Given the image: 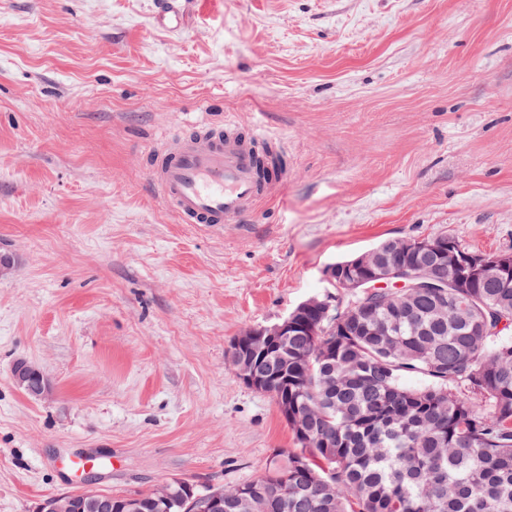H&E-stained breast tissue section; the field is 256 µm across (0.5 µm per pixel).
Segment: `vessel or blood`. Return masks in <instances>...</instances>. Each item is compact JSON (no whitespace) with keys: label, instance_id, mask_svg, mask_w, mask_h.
<instances>
[{"label":"vessel or blood","instance_id":"vessel-or-blood-1","mask_svg":"<svg viewBox=\"0 0 512 512\" xmlns=\"http://www.w3.org/2000/svg\"><path fill=\"white\" fill-rule=\"evenodd\" d=\"M152 188L180 223L238 224L287 185L291 165L280 139L231 120L197 124L154 151Z\"/></svg>","mask_w":512,"mask_h":512}]
</instances>
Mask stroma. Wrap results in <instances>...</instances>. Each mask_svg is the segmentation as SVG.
Wrapping results in <instances>:
<instances>
[{
	"instance_id": "obj_1",
	"label": "stroma",
	"mask_w": 512,
	"mask_h": 512,
	"mask_svg": "<svg viewBox=\"0 0 512 512\" xmlns=\"http://www.w3.org/2000/svg\"><path fill=\"white\" fill-rule=\"evenodd\" d=\"M0 0V512L186 478L295 445L229 345L388 239L512 252V0ZM231 119L292 174L249 227L179 223L150 148ZM53 386L12 382L16 358ZM15 387L28 398L41 400L51 393V386L41 369L26 358H17L12 367ZM73 464L75 466H83L84 465V460L81 459V458H77L76 460L73 461ZM96 466L93 464L92 466L91 465H86V466H83L81 470L78 471L79 475H80V481L81 483L84 484L82 490H80L79 492H76V494H78L79 496H81L82 498L84 499H89V500H92V501H98L100 499H102L105 495L104 492L100 491L96 486H95V476L98 474L97 470H96Z\"/></svg>"
}]
</instances>
